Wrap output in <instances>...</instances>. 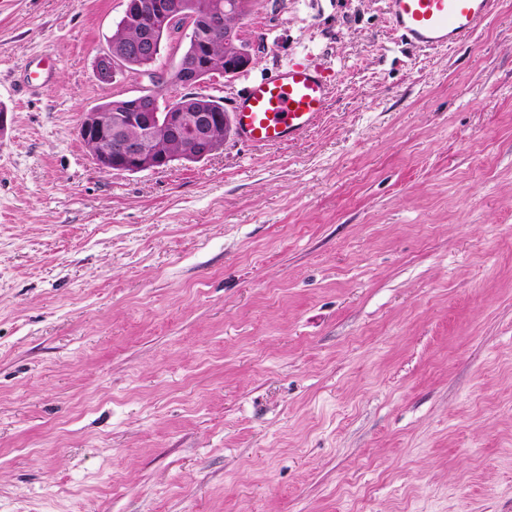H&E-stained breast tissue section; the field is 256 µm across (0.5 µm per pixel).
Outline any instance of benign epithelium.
<instances>
[{
    "label": "benign epithelium",
    "mask_w": 512,
    "mask_h": 512,
    "mask_svg": "<svg viewBox=\"0 0 512 512\" xmlns=\"http://www.w3.org/2000/svg\"><path fill=\"white\" fill-rule=\"evenodd\" d=\"M176 6L173 0H125L124 16L136 28V37L98 57L96 72L100 81H112L115 70L127 61L140 63L142 73L153 75L162 47L159 31L171 27ZM238 14L230 12L223 0H203L185 19L182 36L193 40L195 51L167 79L164 87L191 88L212 74L232 76L250 68L259 46L244 37L243 25L230 22ZM205 33L224 34V61L214 62ZM196 95H175V108L162 124L156 122L154 98H121L110 112H85L80 130L104 172H138L163 169L175 161L170 146L178 144L184 155L209 158L222 149L216 137V115L195 103ZM137 134H130L131 130Z\"/></svg>",
    "instance_id": "1"
}]
</instances>
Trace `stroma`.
<instances>
[{
	"label": "stroma",
	"instance_id": "35a3bbf8",
	"mask_svg": "<svg viewBox=\"0 0 512 512\" xmlns=\"http://www.w3.org/2000/svg\"><path fill=\"white\" fill-rule=\"evenodd\" d=\"M123 10L0 7V512H512V0L454 47L259 0L194 91L316 64L318 125L106 173Z\"/></svg>",
	"mask_w": 512,
	"mask_h": 512
}]
</instances>
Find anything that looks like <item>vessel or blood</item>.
<instances>
[{"label": "vessel or blood", "mask_w": 512, "mask_h": 512, "mask_svg": "<svg viewBox=\"0 0 512 512\" xmlns=\"http://www.w3.org/2000/svg\"><path fill=\"white\" fill-rule=\"evenodd\" d=\"M390 23L403 40L452 46L481 30L492 0H387ZM329 81L320 67L291 62L273 77L250 83L232 108L236 139L248 145L282 146L301 139L321 119Z\"/></svg>", "instance_id": "b4317fda"}]
</instances>
